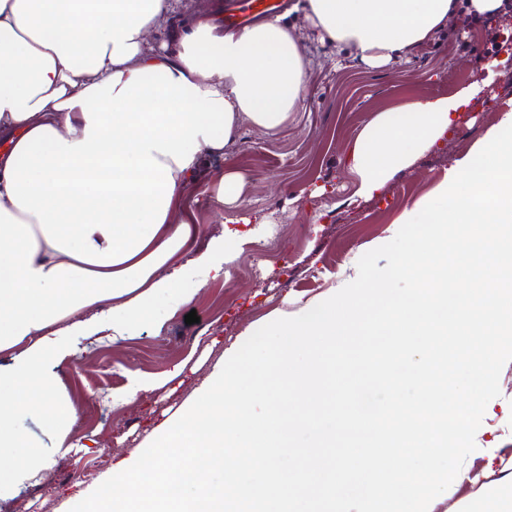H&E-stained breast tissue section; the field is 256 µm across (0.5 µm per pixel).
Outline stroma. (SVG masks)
<instances>
[{
    "mask_svg": "<svg viewBox=\"0 0 512 512\" xmlns=\"http://www.w3.org/2000/svg\"><path fill=\"white\" fill-rule=\"evenodd\" d=\"M289 20L309 63L303 108L275 134L243 125L223 158L208 165L209 181L220 170L243 176L245 205L230 211L213 193L199 198L198 217L209 234H220L227 218L262 216L264 236L244 245L230 280L208 282L162 331L146 328L115 343L76 338L80 351L64 363L60 377L77 408L69 439L85 448L58 455L57 433L40 416L17 419L16 428L47 450L51 465L37 483L9 499L13 512H69L74 497L94 491L117 458L139 448L201 385L229 337L258 329L276 314L296 316L301 306L322 300L348 278L363 247L391 241L398 216L444 179L501 111L512 108L511 16L456 23L410 60L381 69L319 42L301 13ZM480 58L494 62L493 73L458 124L373 198H354L355 179L343 154L369 116L398 102L448 94L472 81ZM192 311L199 321L189 325L185 316ZM179 363L185 370L178 380L134 403L113 405L112 393L127 385L129 373L159 376ZM499 388L490 402L495 414L483 416L476 449L467 457L468 479L453 482L434 512H474L488 492L482 474L486 447L512 452V361L501 370ZM91 462V479L69 481L70 473Z\"/></svg>",
    "mask_w": 512,
    "mask_h": 512,
    "instance_id": "1",
    "label": "stroma"
}]
</instances>
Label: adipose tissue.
<instances>
[{
	"label": "adipose tissue",
	"mask_w": 512,
	"mask_h": 512,
	"mask_svg": "<svg viewBox=\"0 0 512 512\" xmlns=\"http://www.w3.org/2000/svg\"><path fill=\"white\" fill-rule=\"evenodd\" d=\"M174 0H0V488H24L41 449L15 427H66L58 370L72 336L159 330L160 299L190 303L245 239L205 237L189 201L243 123L275 133L303 107L307 62L285 18L228 29L207 10L154 49ZM321 40L373 67L412 55L503 0H304ZM479 89L375 112L345 153L371 197L449 131Z\"/></svg>",
	"instance_id": "obj_1"
}]
</instances>
